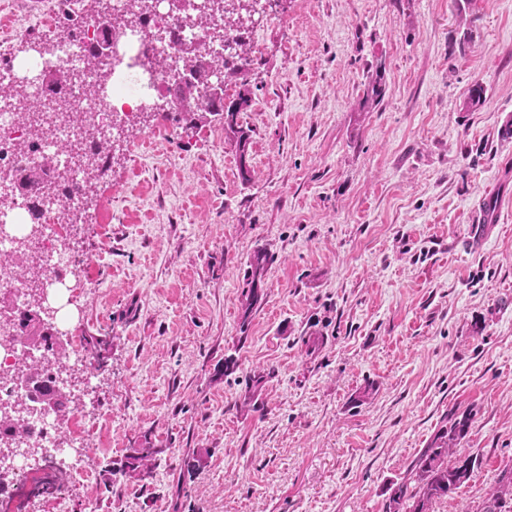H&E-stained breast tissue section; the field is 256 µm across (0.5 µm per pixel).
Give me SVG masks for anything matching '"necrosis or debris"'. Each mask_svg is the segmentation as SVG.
Instances as JSON below:
<instances>
[{"mask_svg": "<svg viewBox=\"0 0 512 512\" xmlns=\"http://www.w3.org/2000/svg\"><path fill=\"white\" fill-rule=\"evenodd\" d=\"M112 16L125 35L117 45L116 58H104L89 65L88 58L102 36L104 26L94 21L64 39H52L49 52L21 68L13 59L0 60V169L42 167L50 175H61L56 193L0 196V254L14 265H28L37 259L40 270V295L31 285L0 272V292H9L16 314L35 309L44 301L54 310L50 318L53 332L67 337L74 352L59 358L52 343L30 348L19 341L18 323L0 325V409L20 405L23 390L18 372L22 362L40 361L48 375L56 378L60 389H68L70 371L90 375L91 370L72 329V308L81 283L73 272L80 260L66 245L68 217L80 213L84 223L98 221L97 212L83 206L86 174L72 167L59 143L70 141L75 128L63 125L47 136H34L22 122L18 105L10 95L21 88L30 98L40 100L46 93L44 76L56 69L72 71L70 83L61 95L81 101L88 110V126L82 142L85 154L96 166L109 161L114 138L128 135L137 126L139 112L172 109L174 89L185 73L184 49L193 44L206 56L233 58V48L207 38L205 28L185 22L171 12L168 0H148L141 16H134L131 0H112ZM28 430V442L40 452L42 469L27 468L23 457L11 459L9 468H0V501L15 503L25 512L32 497H41L40 512H68L76 489L87 487L92 473L79 465L85 450L89 427L86 418L71 412L18 417ZM74 459L70 481L63 486L51 483L56 462Z\"/></svg>", "mask_w": 512, "mask_h": 512, "instance_id": "obj_1", "label": "necrosis or debris"}]
</instances>
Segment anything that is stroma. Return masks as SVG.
<instances>
[{
  "label": "stroma",
  "mask_w": 512,
  "mask_h": 512,
  "mask_svg": "<svg viewBox=\"0 0 512 512\" xmlns=\"http://www.w3.org/2000/svg\"><path fill=\"white\" fill-rule=\"evenodd\" d=\"M458 4L278 0L244 33L260 43L238 116L249 175L208 113L152 114L169 141L137 128L97 171L99 221L73 227L79 333L112 352L93 399L71 405L99 419L74 512H383L453 411L473 415L461 450L478 466L433 512H476L512 469V208L464 244L512 170V143L493 138L512 117V0ZM92 6L0 0V53ZM378 68L384 98L362 107ZM259 247L274 261L243 335ZM307 336L325 343L307 353ZM258 367L272 377L249 408ZM144 434L165 448L146 484L118 473Z\"/></svg>",
  "instance_id": "1"
}]
</instances>
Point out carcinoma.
Masks as SVG:
<instances>
[{
	"label": "carcinoma",
	"instance_id": "carcinoma-1",
	"mask_svg": "<svg viewBox=\"0 0 512 512\" xmlns=\"http://www.w3.org/2000/svg\"><path fill=\"white\" fill-rule=\"evenodd\" d=\"M237 61L211 58L203 60L196 51H188L185 56L186 68L197 71L200 80L194 87L182 90L175 98V110L179 112H209L213 115H224V129L238 135L240 171L247 177L249 170L246 165L248 151L247 138L238 134V114L250 106L249 75L251 60L247 44L237 41ZM222 71L240 81L241 90L236 99L225 102L221 97L209 94V75ZM385 95V83L382 74L378 73L365 87L364 103L370 107L378 106ZM22 179L23 190L40 192L47 187L48 180L43 170L28 167L18 171ZM273 256L264 249H257L250 258L247 278L241 293V334H246L252 315L262 304V288L268 266ZM49 326L38 312L26 314L21 319V336L29 345L37 347L46 341ZM112 350V337H85V351L90 365L98 369ZM26 375L38 383L41 395L62 412L69 408L68 395L56 388L45 369L37 363L23 365ZM472 416L469 412H453L448 416V424L441 427L430 445L414 460L408 469V478L389 485L386 489L383 512H432L433 504L442 498L456 493L471 475L460 474L462 464L474 470V461L460 454L459 445L467 436L471 427ZM165 449L154 444L150 436L143 435L142 442L128 449L125 461L119 472L129 475L140 482H148L157 467V461ZM512 487V471L502 474L495 486L491 487L484 499L479 512H512V500L505 501L498 495L501 487Z\"/></svg>",
	"mask_w": 512,
	"mask_h": 512
}]
</instances>
